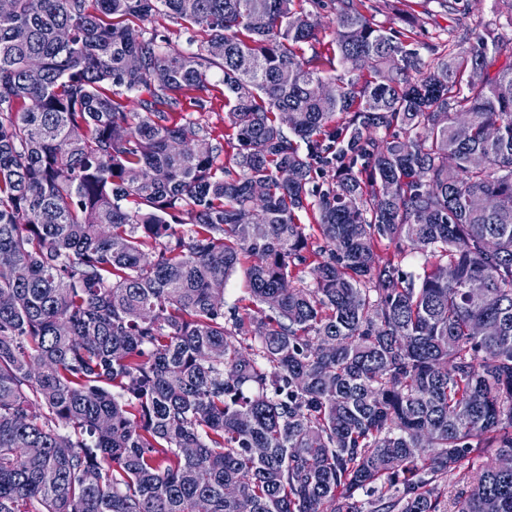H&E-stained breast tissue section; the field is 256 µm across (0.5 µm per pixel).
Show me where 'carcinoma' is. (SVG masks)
Masks as SVG:
<instances>
[{"instance_id": "obj_1", "label": "carcinoma", "mask_w": 512, "mask_h": 512, "mask_svg": "<svg viewBox=\"0 0 512 512\" xmlns=\"http://www.w3.org/2000/svg\"><path fill=\"white\" fill-rule=\"evenodd\" d=\"M303 2L0 14V512H512V66ZM335 15L330 12L329 9L321 10L318 16V26L316 28L317 33V41L316 44L317 50L323 52L325 54L327 48L331 47V43L334 39V28L332 24V20ZM140 26L148 30L156 28L158 31H161L165 34H169L173 42H175V44L178 46V48L187 52L197 51L201 44V41H203L204 38H206L205 33L199 32L193 34V38L189 42V34H185L183 30L180 29L181 26H179L170 18L167 19L159 16H153L149 18L147 21L140 23ZM222 72L214 67L210 71V83H211V91L210 97H212L213 101V109L210 111L207 110H199L196 107H186L183 110L182 114L187 117L189 113H193L192 119H198L203 124H208L210 127L214 128L216 134H219L224 137V84L222 83ZM197 110V111H196Z\"/></svg>"}]
</instances>
